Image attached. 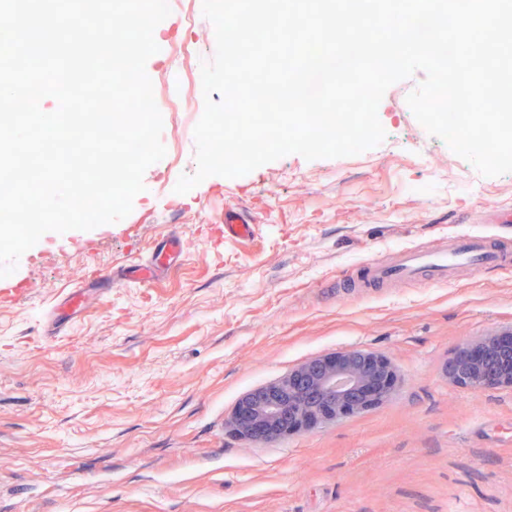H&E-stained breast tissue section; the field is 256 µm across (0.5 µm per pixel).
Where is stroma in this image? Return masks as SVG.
Segmentation results:
<instances>
[{
  "instance_id": "stroma-1",
  "label": "stroma",
  "mask_w": 512,
  "mask_h": 512,
  "mask_svg": "<svg viewBox=\"0 0 512 512\" xmlns=\"http://www.w3.org/2000/svg\"><path fill=\"white\" fill-rule=\"evenodd\" d=\"M162 21L148 76L175 77L172 45L212 60L207 18ZM416 72L384 94L386 137L360 154L284 156L236 178L194 174V125L162 132L124 219L45 233L0 300V512H512V389L451 383L466 339L512 326V270L433 287L344 295L336 275L401 247L481 231L512 209V173L487 177L429 135L409 108ZM246 208L254 238L209 227ZM178 233L171 266L145 286L92 294L68 334L47 335L89 272L125 274ZM368 350L394 367L390 397L285 440L226 425L239 399L303 362Z\"/></svg>"
}]
</instances>
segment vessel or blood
Returning a JSON list of instances; mask_svg holds the SVG:
<instances>
[{
    "instance_id": "1",
    "label": "vessel or blood",
    "mask_w": 512,
    "mask_h": 512,
    "mask_svg": "<svg viewBox=\"0 0 512 512\" xmlns=\"http://www.w3.org/2000/svg\"><path fill=\"white\" fill-rule=\"evenodd\" d=\"M255 227L244 211L231 207L224 211V236L231 240L251 237ZM512 267V253L502 251L495 239L481 232H464L433 247L401 248L389 259L366 261L353 285L357 288H387L396 283L421 286L454 281L461 273ZM86 307V291L77 288L61 302V312L51 323V334L69 329V322Z\"/></svg>"
}]
</instances>
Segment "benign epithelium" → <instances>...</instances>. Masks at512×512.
Listing matches in <instances>:
<instances>
[{"instance_id":"7a95c632","label":"benign epithelium","mask_w":512,"mask_h":512,"mask_svg":"<svg viewBox=\"0 0 512 512\" xmlns=\"http://www.w3.org/2000/svg\"><path fill=\"white\" fill-rule=\"evenodd\" d=\"M443 370L463 387L512 388V329L463 341ZM396 382L391 365L374 352L345 350L317 356L243 395L227 427L253 442L285 438L382 403Z\"/></svg>"}]
</instances>
